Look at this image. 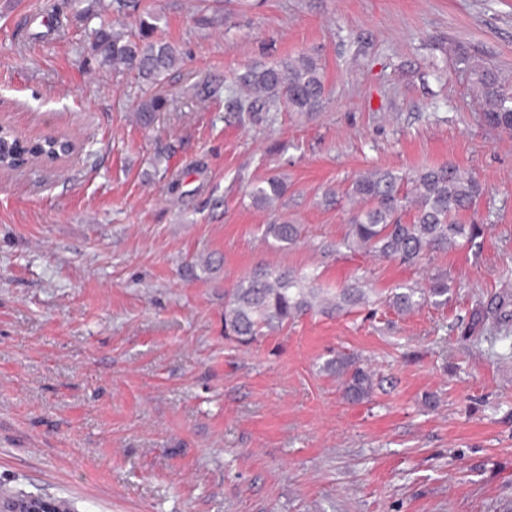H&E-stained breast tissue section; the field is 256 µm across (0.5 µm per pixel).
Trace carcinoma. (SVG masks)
Listing matches in <instances>:
<instances>
[{
  "instance_id": "obj_1",
  "label": "carcinoma",
  "mask_w": 512,
  "mask_h": 512,
  "mask_svg": "<svg viewBox=\"0 0 512 512\" xmlns=\"http://www.w3.org/2000/svg\"><path fill=\"white\" fill-rule=\"evenodd\" d=\"M108 7L94 0L99 8L100 23L92 30L91 48L100 66L126 69L148 84L160 81L179 60L177 48L153 39L159 17L148 10L138 16L136 31L118 32L102 15L107 9L122 14L130 0H111ZM459 64L469 73L473 89L481 104V117L490 127L512 133V90L501 79L498 70L463 51ZM240 87L254 92L247 104L228 100L227 108L247 110L255 118L262 117L277 103L288 110L312 115L324 106L325 88L321 68L307 56L293 63L249 68L236 77ZM169 106V98L153 95L138 107V119L144 126L153 123L156 113ZM286 183L271 176L254 186L253 204L269 207L284 196ZM482 192L479 181L454 166L433 167L404 179L389 171L375 169L357 176L348 194L359 203L343 245L350 250L365 249L379 257L403 264H417L436 251L459 243L476 244L483 234L478 224H463L458 217L470 210ZM416 212L411 222L403 221L409 206ZM299 228L286 221L269 224L265 237L282 247L294 243ZM314 275H298L288 270H259L241 280L224 298V334L241 345H249L267 332L319 310L332 316L360 305H372V289L360 283L346 285L336 292L316 286ZM451 288L448 280L438 277L427 288H397L385 302L400 314L409 313L424 303L448 304ZM512 296L501 297L494 341L501 343V357L512 359ZM327 368L345 377L344 394L352 402L369 398L374 387L372 371L348 355L336 356Z\"/></svg>"
}]
</instances>
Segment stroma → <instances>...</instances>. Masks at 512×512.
<instances>
[{"mask_svg": "<svg viewBox=\"0 0 512 512\" xmlns=\"http://www.w3.org/2000/svg\"><path fill=\"white\" fill-rule=\"evenodd\" d=\"M140 6L181 53L153 88L99 67L68 0H0V118L76 144L0 174V489L75 512H512V360L493 328L462 338L512 293V133L484 124L457 61L512 83V0ZM300 56L323 69L321 112L229 116L234 74ZM157 93L177 102L143 127ZM448 165L484 186L463 218L477 246L412 266L343 247L358 174ZM274 175L287 192L255 206ZM285 220L296 244L264 239ZM264 267L378 301L240 346L224 295ZM441 274L447 306L386 305ZM339 353L381 378L368 400L327 370Z\"/></svg>", "mask_w": 512, "mask_h": 512, "instance_id": "1", "label": "stroma"}]
</instances>
